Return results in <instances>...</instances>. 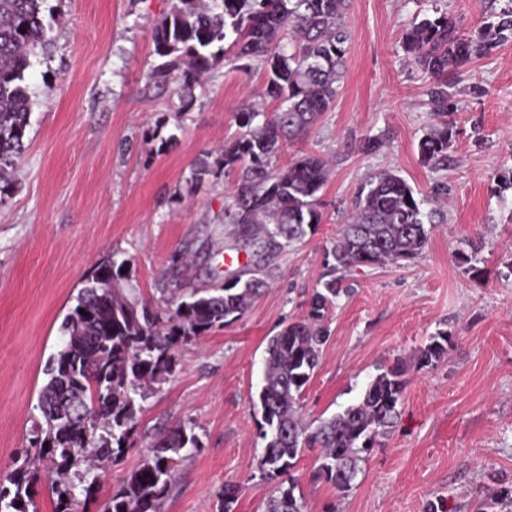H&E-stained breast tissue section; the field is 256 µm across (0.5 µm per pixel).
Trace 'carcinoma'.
<instances>
[{"label": "carcinoma", "instance_id": "cac0c4a2", "mask_svg": "<svg viewBox=\"0 0 512 512\" xmlns=\"http://www.w3.org/2000/svg\"><path fill=\"white\" fill-rule=\"evenodd\" d=\"M47 0H0V202L22 154L32 109L26 75L37 51L51 45L54 22ZM406 29L401 49L429 76L427 96L438 123L418 141L421 162L435 171L448 168L456 138L448 122V75L512 40V0L463 32L441 0ZM348 0H173L156 26L155 52L162 58L151 79L174 85L183 110L193 88L211 70L251 57L263 66L268 112L251 105L235 113L237 133L224 141L221 162L237 173L226 196L224 223L269 258L303 242L322 223L320 198L328 181L326 160L314 153L288 167L275 161L283 147L304 139L322 115L335 107L349 40ZM395 170H385L362 189L328 253L326 272L313 289L305 313L283 326L266 347L258 392L265 443L255 469L275 484L265 512H307L299 484L290 477L305 451L317 450L311 479L345 494L359 462L400 415L405 370L376 374L359 399L329 418L307 422L303 396L331 337V312L349 293L346 273L356 267L402 265L425 250L442 210ZM129 260L112 255L85 279L76 304L61 324V347L45 366L47 382L38 395L41 419L31 430V455L0 473V512H38L36 486L46 472L56 494V512H77L72 477L83 474L84 498L96 512H163L185 453L200 442L191 423L154 434L147 454L119 487L99 498L100 474L117 466L135 447L140 400L167 382L176 348L216 328L239 321L268 286L266 266L256 264L216 288L161 289V303L138 301L121 284ZM451 334L439 331L419 349V368H433L448 355ZM512 512V489L489 487L477 512Z\"/></svg>", "mask_w": 512, "mask_h": 512}]
</instances>
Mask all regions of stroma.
<instances>
[{
    "label": "stroma",
    "instance_id": "1",
    "mask_svg": "<svg viewBox=\"0 0 512 512\" xmlns=\"http://www.w3.org/2000/svg\"><path fill=\"white\" fill-rule=\"evenodd\" d=\"M51 46L26 82L33 105L26 150L0 201V471L27 447L44 368L61 345L60 325L84 279L110 254L130 261L128 287L157 303L161 288L189 278L222 285L253 263V250L224 221L231 183L220 151L243 99L263 90L259 63L218 67L184 111L149 76L158 64L153 31L171 0H48ZM424 0H349L350 32L340 94L298 148L324 155L331 173L317 232L270 260L268 291L236 323L179 347L168 381L142 403L137 445L101 475L109 494L139 462L155 428L192 422L201 448L181 461L164 512H263L270 484L249 466L263 450L252 406L269 338L303 315L336 239L342 211L385 169L422 194L448 187L446 221L423 254L405 265L350 271L332 335L303 398L307 420L355 402L379 368L404 364L401 417L360 464L345 494L312 483L314 454L293 471L309 512H474L489 485L512 487V41L449 79L459 134L447 170L423 165L417 144L434 124L428 76L400 42ZM382 136L378 152L359 149ZM208 165L196 192L186 180ZM192 258L189 273L174 266ZM477 259L461 263L464 253ZM448 355L418 368L436 332Z\"/></svg>",
    "mask_w": 512,
    "mask_h": 512
}]
</instances>
